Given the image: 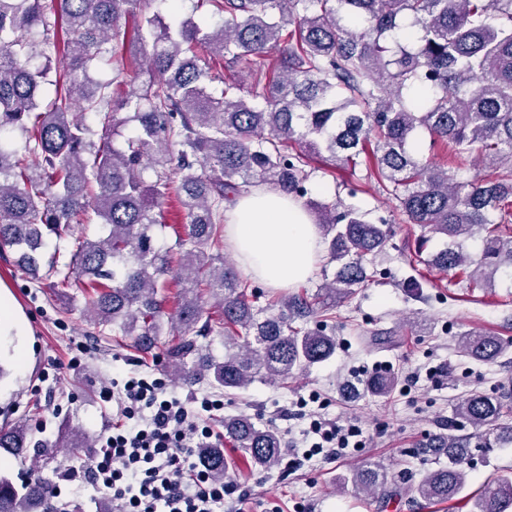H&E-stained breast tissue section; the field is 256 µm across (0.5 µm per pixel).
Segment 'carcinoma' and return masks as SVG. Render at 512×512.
I'll list each match as a JSON object with an SVG mask.
<instances>
[{"mask_svg": "<svg viewBox=\"0 0 512 512\" xmlns=\"http://www.w3.org/2000/svg\"><path fill=\"white\" fill-rule=\"evenodd\" d=\"M139 2L0 0V247L14 250L21 271L36 277L44 267L53 287L83 289L94 324L133 337L142 354L158 347L167 302L159 289L173 278L177 379L284 384L334 355L328 321L373 278L371 257L390 230L340 202L313 204L340 264L333 281L260 307L224 258V203L258 183L302 198L308 159L335 170L365 154L408 221L448 239L427 264L472 289L512 276V0H198L219 19L163 24L143 15L130 32ZM407 28L411 39L401 36ZM201 48L245 68L274 51L278 67L270 79L254 73L246 100L235 83L210 87L223 78L200 64ZM60 57L66 66L53 68ZM103 70L112 78L93 76ZM127 126L119 149L114 139ZM419 128L448 141L455 160L480 149L495 176L461 179L418 159ZM172 196L188 220L175 253L152 236ZM83 223L101 225L102 235L77 242L63 264L58 248L45 259L49 240ZM470 238L480 240L477 255L464 250ZM210 298L221 312L222 358L196 355L189 336L212 331ZM313 315L321 320L309 328ZM457 348L492 362L507 344L469 330ZM455 415L472 432L433 440L448 464L410 486L432 507L465 489L468 448L512 444L496 398L472 393ZM224 430L255 467L277 465V431L244 414L224 419ZM30 442L26 420L0 426L6 453L20 458ZM200 453L211 476L224 478V452ZM351 482L381 498L398 492L377 465L352 470ZM33 503L53 512L49 481L0 477V512H30ZM471 512H512V477L482 484Z\"/></svg>", "mask_w": 512, "mask_h": 512, "instance_id": "1", "label": "carcinoma"}]
</instances>
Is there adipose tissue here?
I'll return each instance as SVG.
<instances>
[{
  "instance_id": "adipose-tissue-1",
  "label": "adipose tissue",
  "mask_w": 512,
  "mask_h": 512,
  "mask_svg": "<svg viewBox=\"0 0 512 512\" xmlns=\"http://www.w3.org/2000/svg\"><path fill=\"white\" fill-rule=\"evenodd\" d=\"M224 222L225 240L246 273L273 288L312 275L322 241L301 201L254 189L225 211Z\"/></svg>"
}]
</instances>
